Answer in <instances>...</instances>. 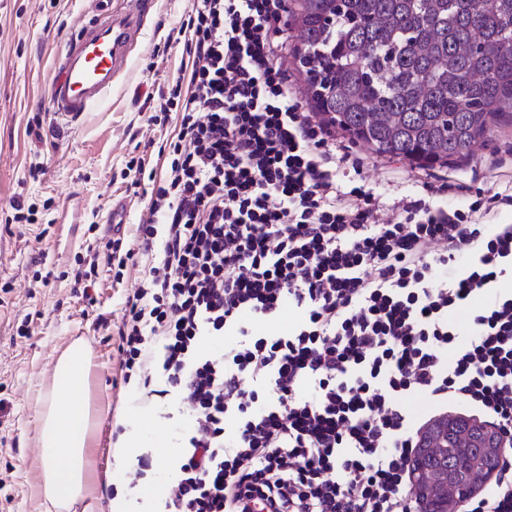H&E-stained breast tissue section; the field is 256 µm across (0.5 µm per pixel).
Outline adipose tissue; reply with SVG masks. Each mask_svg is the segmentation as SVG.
Returning <instances> with one entry per match:
<instances>
[{
    "mask_svg": "<svg viewBox=\"0 0 512 512\" xmlns=\"http://www.w3.org/2000/svg\"><path fill=\"white\" fill-rule=\"evenodd\" d=\"M58 386L67 399L48 402L40 414L39 444L46 495L53 507H70L89 482L86 449L94 418L88 403L90 352L84 343L70 345L57 365Z\"/></svg>",
    "mask_w": 512,
    "mask_h": 512,
    "instance_id": "1",
    "label": "adipose tissue"
}]
</instances>
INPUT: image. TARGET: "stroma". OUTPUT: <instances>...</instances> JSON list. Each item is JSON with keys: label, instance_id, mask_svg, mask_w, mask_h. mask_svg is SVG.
I'll return each mask as SVG.
<instances>
[{"label": "stroma", "instance_id": "obj_1", "mask_svg": "<svg viewBox=\"0 0 512 512\" xmlns=\"http://www.w3.org/2000/svg\"><path fill=\"white\" fill-rule=\"evenodd\" d=\"M123 0H0V512H54L43 494L38 428L52 398L62 353L76 341L92 352L90 403L94 414L93 481L71 512H153L178 457L184 420L145 398L125 380L118 326L124 302L139 283L142 261L123 277L100 266L91 297L75 287L72 271L88 244L105 245L115 201L129 202L128 248L147 213L149 183L123 176L130 158L157 155L173 127L150 126L141 107L148 91L167 83L188 53L167 42L190 0H152L126 70L106 104L65 129L45 106L53 62L68 39L90 26L99 7ZM348 159L336 170L341 186L365 185L382 210L441 186V203L463 207L476 192L512 190V123L497 128L458 163L420 169L378 158L337 136ZM35 203L36 220L14 218L13 203ZM28 335H19L21 324ZM167 456H160V449Z\"/></svg>", "mask_w": 512, "mask_h": 512}]
</instances>
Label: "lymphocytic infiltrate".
Returning <instances> with one entry per match:
<instances>
[{
    "instance_id": "obj_1",
    "label": "lymphocytic infiltrate",
    "mask_w": 512,
    "mask_h": 512,
    "mask_svg": "<svg viewBox=\"0 0 512 512\" xmlns=\"http://www.w3.org/2000/svg\"><path fill=\"white\" fill-rule=\"evenodd\" d=\"M287 11L191 0L175 29L191 73L145 99L150 124L179 132L136 228L148 267L118 336L126 375L187 412L158 512H416L409 395L461 399L512 437V224L482 223L512 193L382 218L364 186L338 185L336 133L282 64ZM107 248L79 259L83 290L133 257L122 238ZM478 295L468 330L449 324ZM287 308L292 330L255 333ZM223 335L221 352L200 348ZM466 512H512V461Z\"/></svg>"
}]
</instances>
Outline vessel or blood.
Masks as SVG:
<instances>
[{"mask_svg":"<svg viewBox=\"0 0 512 512\" xmlns=\"http://www.w3.org/2000/svg\"><path fill=\"white\" fill-rule=\"evenodd\" d=\"M147 8L148 0H137L135 11H104L94 25L69 40L57 59L58 74L47 98L57 124H73L106 101L114 77L128 65L138 39L137 21Z\"/></svg>","mask_w":512,"mask_h":512,"instance_id":"b4317fda","label":"vessel or blood"}]
</instances>
